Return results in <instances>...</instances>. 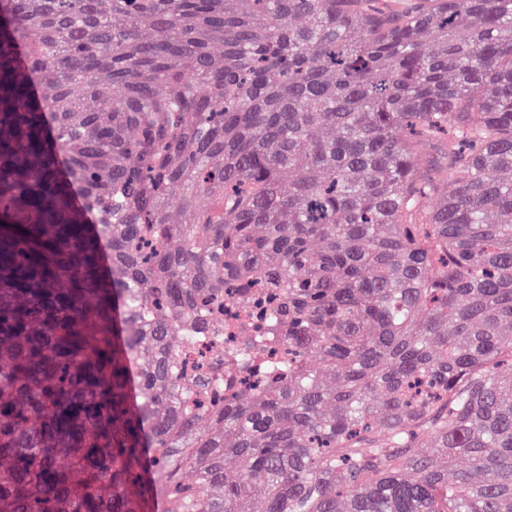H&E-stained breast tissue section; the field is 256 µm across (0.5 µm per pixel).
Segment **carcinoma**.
<instances>
[{"label":"carcinoma","instance_id":"1","mask_svg":"<svg viewBox=\"0 0 512 512\" xmlns=\"http://www.w3.org/2000/svg\"><path fill=\"white\" fill-rule=\"evenodd\" d=\"M159 484L512 512V0H0V512ZM252 308L248 305H243L237 302L226 301L224 302V337L223 336H210L204 342H199L190 345L186 348L185 356L189 361L196 359L197 349L200 348L199 344L209 345L210 343H220L223 341L230 343L233 341L237 332L241 333V336L252 333L255 326V322L251 319Z\"/></svg>","mask_w":512,"mask_h":512}]
</instances>
